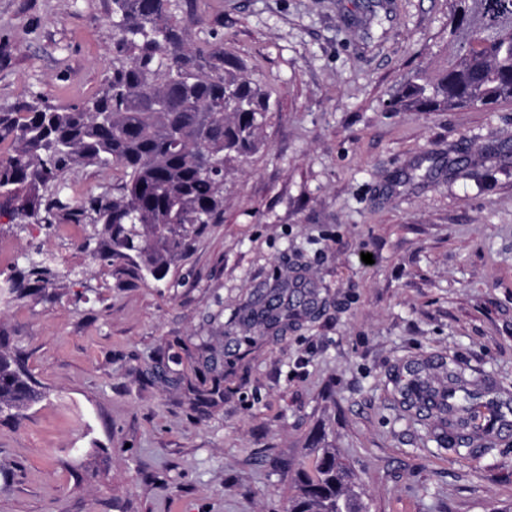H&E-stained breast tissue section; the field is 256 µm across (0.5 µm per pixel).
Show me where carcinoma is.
<instances>
[{
  "label": "carcinoma",
  "mask_w": 512,
  "mask_h": 512,
  "mask_svg": "<svg viewBox=\"0 0 512 512\" xmlns=\"http://www.w3.org/2000/svg\"><path fill=\"white\" fill-rule=\"evenodd\" d=\"M177 0H112V74L85 107L43 99L21 112H0V216L24 230L46 233L79 224L82 250L112 267V277L163 281L191 242L223 213L228 169L261 147L259 130L270 112L261 83L224 44L191 49L188 28L175 20ZM512 102V0H448V57L420 68L390 99L396 111L493 109ZM78 165L112 170V192L76 201L66 175ZM52 255L39 243L10 278L11 299L57 286ZM281 299L263 322L283 318ZM447 383L435 387L428 367L409 364L396 388L415 416L436 412L448 432L433 435L439 448H491L492 425H470L480 400L460 364L444 357ZM42 396L22 359L0 345V415L19 416ZM355 473L334 448L293 470L288 512H365Z\"/></svg>",
  "instance_id": "1"
}]
</instances>
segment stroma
<instances>
[{"label":"stroma","instance_id":"stroma-1","mask_svg":"<svg viewBox=\"0 0 512 512\" xmlns=\"http://www.w3.org/2000/svg\"><path fill=\"white\" fill-rule=\"evenodd\" d=\"M192 2L189 45L223 43L271 95L263 146L158 284L117 285L78 240L44 237L57 288L0 300V335L44 392L0 415V512H283L321 430L367 512H504L512 414L494 448L440 449L439 420L405 412L393 379L419 362L442 381L449 356L512 398V103L387 109L444 58L448 0L374 16L366 0ZM111 15L112 0H0V112L97 96ZM34 238L0 218V282ZM285 286L313 309L241 325Z\"/></svg>","mask_w":512,"mask_h":512}]
</instances>
